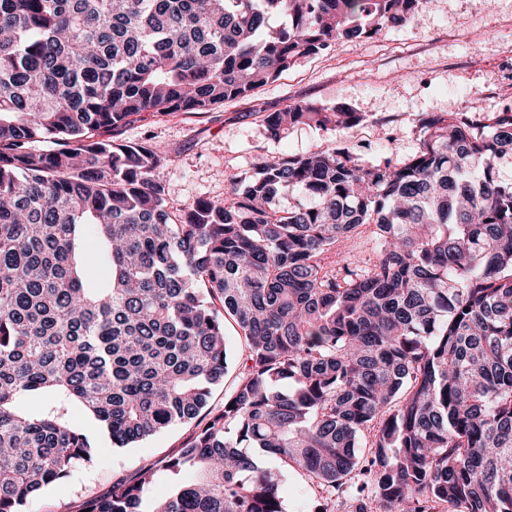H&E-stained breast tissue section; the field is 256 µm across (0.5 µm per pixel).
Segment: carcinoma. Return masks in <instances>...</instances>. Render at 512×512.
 <instances>
[{"label": "carcinoma", "mask_w": 512, "mask_h": 512, "mask_svg": "<svg viewBox=\"0 0 512 512\" xmlns=\"http://www.w3.org/2000/svg\"><path fill=\"white\" fill-rule=\"evenodd\" d=\"M426 6L0 0V512L96 462L76 408L118 448L196 426L76 512H285L293 471L328 491L357 472L379 512H512L511 105L422 116L402 161L262 160L224 198L179 207L157 177L168 152L121 138L144 113L249 97ZM362 120L308 101L260 116L277 141ZM366 224L369 264L319 263ZM102 257L110 277L92 287ZM227 319L244 360L213 407Z\"/></svg>", "instance_id": "cac0c4a2"}]
</instances>
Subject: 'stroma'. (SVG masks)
<instances>
[{"mask_svg":"<svg viewBox=\"0 0 512 512\" xmlns=\"http://www.w3.org/2000/svg\"><path fill=\"white\" fill-rule=\"evenodd\" d=\"M512 29V0H432L414 20L371 39H341L302 61L250 97L208 112L145 114L127 125L129 141L149 139L169 148L159 177L168 200L180 206L199 197L223 198L229 176L251 173L255 162L336 146L380 163L405 159L419 146L417 121L427 113H492L512 103V81L496 62L502 46L496 30ZM346 103L365 114L350 127L299 126L270 139L259 121L293 101ZM73 426L102 450L89 466L31 499L26 512H72L80 501L107 491L115 477L138 475L152 462L175 454L192 428L179 425L116 449L93 418L75 411ZM324 491L293 472L284 482L286 512H316Z\"/></svg>","mask_w":512,"mask_h":512,"instance_id":"stroma-1","label":"stroma"}]
</instances>
